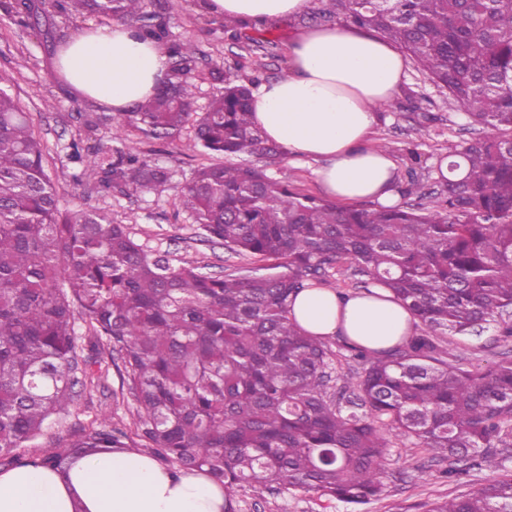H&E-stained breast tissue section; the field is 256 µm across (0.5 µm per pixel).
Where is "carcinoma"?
I'll use <instances>...</instances> for the list:
<instances>
[{
  "mask_svg": "<svg viewBox=\"0 0 512 512\" xmlns=\"http://www.w3.org/2000/svg\"><path fill=\"white\" fill-rule=\"evenodd\" d=\"M320 3L313 20L341 17L394 42L481 127L448 153L436 206L342 207L303 193L269 173L287 153L252 121L259 77L227 82L199 113L194 51L143 0H51L69 20L104 17L169 44L155 94L105 117L111 143L71 142L73 183L157 191L170 173L142 159L131 136L167 142L190 125L193 148L224 162L195 170L175 206L251 266L215 276L176 265L97 209L64 211L29 114L0 85V466L64 476L84 457L134 448L206 469L224 487V512L243 485L363 504L382 495L396 439L450 460L454 481L476 466L493 473L428 512H512L499 450L512 434V360L468 369L448 352V337L486 324L512 339V0ZM10 12L19 26L38 24L30 0ZM224 28L244 45L264 32ZM332 270L386 286L417 320L392 348L346 345L354 364L336 376L335 353L288 316L293 296ZM80 318L96 355L122 360L133 431L83 428L55 452L26 456L69 413L76 387L95 386L80 367Z\"/></svg>",
  "mask_w": 512,
  "mask_h": 512,
  "instance_id": "obj_1",
  "label": "carcinoma"
}]
</instances>
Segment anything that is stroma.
<instances>
[{
  "mask_svg": "<svg viewBox=\"0 0 512 512\" xmlns=\"http://www.w3.org/2000/svg\"><path fill=\"white\" fill-rule=\"evenodd\" d=\"M8 2L0 0V76L9 79L14 96L29 113L46 147V170L63 191L65 207L72 211L98 209L113 223L126 225L146 249L204 266L210 273H227L246 265V257L207 241L198 225L174 204V185L188 180L207 161L189 146L192 130H184L170 143L144 138L134 142L145 159L171 169L172 188L142 193L126 186L104 195L92 187L73 185L69 144L79 140L95 146L109 140L111 130L101 120L104 107L73 95L56 77L50 39L83 28H104L108 22L98 18L69 22L49 10L38 27L23 29L5 11ZM145 9L164 17L174 38L190 41L195 49L201 76L197 104L201 107L224 88L223 83L209 80L212 69L242 81L251 76L258 62L265 79L285 75L290 43L303 27L298 17L274 24L268 42L245 49L225 33L223 17L198 12L196 0H145ZM477 136V128L454 110L446 94L409 66L396 97L379 114L372 144L386 149L395 162L399 204L430 208L442 190L434 176V161ZM413 182L420 190L411 195L407 189ZM497 335L491 324L480 334L452 338L451 346L461 354L465 366L484 367L512 355V343L499 341ZM121 369L117 358L94 366L100 377L98 386L80 392L69 415L37 441L32 454L57 450L75 428L97 417L117 427H131L134 404L121 392ZM448 466V461L431 459L395 440L388 451L385 487L379 499L354 507L313 491L255 493L239 489L234 493L235 512H427L433 501L478 487L488 476L486 470L474 469L464 483L457 484L443 477Z\"/></svg>",
  "mask_w": 512,
  "mask_h": 512,
  "instance_id": "1",
  "label": "stroma"
}]
</instances>
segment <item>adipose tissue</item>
<instances>
[{"instance_id":"1","label":"adipose tissue","mask_w":512,"mask_h":512,"mask_svg":"<svg viewBox=\"0 0 512 512\" xmlns=\"http://www.w3.org/2000/svg\"><path fill=\"white\" fill-rule=\"evenodd\" d=\"M310 0H199L201 10L232 21L283 22ZM167 69L164 48L113 23L71 34L54 70L78 97L124 112L154 92ZM405 61L392 45L344 23L301 31L288 71L259 84L252 118L290 157L318 164L325 193L342 205L392 204L395 163L374 147L379 107L395 97ZM291 316L315 336H340L384 350L411 334L414 319L378 286L349 296L300 291ZM0 512H224V489L202 472H176L149 454L122 449L82 460L60 477L42 467L0 471Z\"/></svg>"}]
</instances>
